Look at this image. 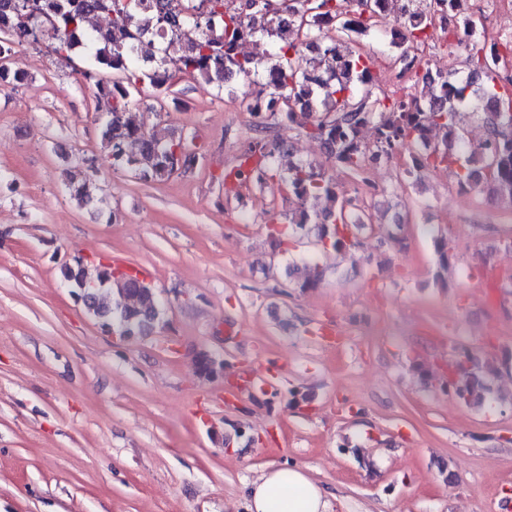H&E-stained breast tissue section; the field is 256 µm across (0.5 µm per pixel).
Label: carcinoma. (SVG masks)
Listing matches in <instances>:
<instances>
[{
    "label": "carcinoma",
    "mask_w": 512,
    "mask_h": 512,
    "mask_svg": "<svg viewBox=\"0 0 512 512\" xmlns=\"http://www.w3.org/2000/svg\"><path fill=\"white\" fill-rule=\"evenodd\" d=\"M170 0H0V61L14 54V46L26 42L38 46L48 42L64 60L76 49L92 45L86 79L96 77L105 67L115 73L110 85L96 83L97 99L112 102L105 113L102 140L112 165L120 166L145 182H163L183 169L199 163L192 144L185 139L163 140L147 130L143 115L129 109L131 99L142 88L159 90L180 73L195 81L229 91L228 80L235 78L257 87V94L290 101L283 116L289 124L322 142L326 154L361 182L369 160H386L392 153L407 151L409 161L403 177L416 184L423 171L444 166L459 187L489 184L491 193L512 202V105L508 88L498 82L497 68L512 50L505 44H489L477 32L474 21L464 18L452 32L454 42L464 43L463 51L473 71L466 78L450 80L430 72L417 75L415 85L428 88L436 99L421 102L412 93L379 99L373 97V75L368 61L359 52L333 44L319 54L328 27L333 26L348 40L364 36L378 26L385 0H369L364 15L357 0H318L317 10L306 17L296 14L302 0H291L284 8L275 0H247V10L236 12L224 7V0H191L183 15L173 13ZM462 0H403L399 26L405 41L417 44L427 39L426 31L435 19L461 13ZM38 13L51 20L39 31L27 22ZM110 15V30L91 37L85 24L90 14ZM295 27L303 39H285L284 24ZM187 41V50L169 58L171 36ZM264 40L273 51L256 60L239 52L246 38ZM144 51L151 68L136 66L134 56ZM481 108L486 126L483 140L473 144L460 121V109ZM375 128L373 143L366 144L362 129ZM436 129L441 138L426 152L424 133ZM258 129V136L242 149L239 162L224 171V181H248L249 165L265 169V180L288 186L298 209L288 214L292 233L308 225L317 228V245L324 250L341 251L358 244V231L364 225L353 220L354 201L311 162L276 166L274 155L285 149L282 142H271ZM69 190L80 203L90 204L88 170L77 167L69 175ZM439 271L448 270V243L434 240ZM64 278L77 289L86 312L104 326L119 323L128 336L143 333L160 319L161 303L154 289L137 275L105 266L90 276L84 269L67 270ZM478 376L469 361L457 362L449 371L448 388L465 402Z\"/></svg>",
    "instance_id": "obj_1"
}]
</instances>
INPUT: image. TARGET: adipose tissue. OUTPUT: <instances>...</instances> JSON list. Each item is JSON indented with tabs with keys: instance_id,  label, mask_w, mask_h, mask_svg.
Returning <instances> with one entry per match:
<instances>
[{
	"instance_id": "adipose-tissue-1",
	"label": "adipose tissue",
	"mask_w": 512,
	"mask_h": 512,
	"mask_svg": "<svg viewBox=\"0 0 512 512\" xmlns=\"http://www.w3.org/2000/svg\"><path fill=\"white\" fill-rule=\"evenodd\" d=\"M246 512H332L324 490L296 465L267 468L252 483Z\"/></svg>"
}]
</instances>
